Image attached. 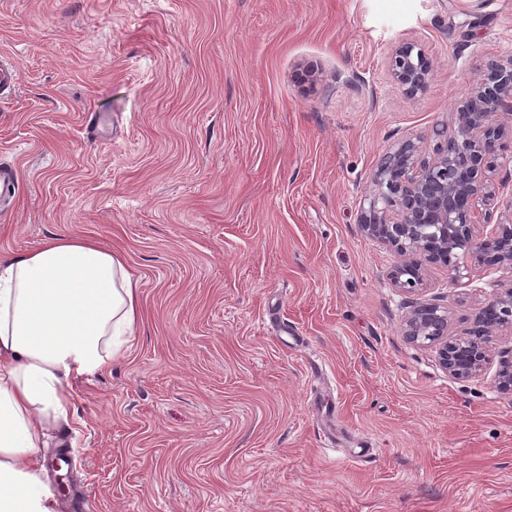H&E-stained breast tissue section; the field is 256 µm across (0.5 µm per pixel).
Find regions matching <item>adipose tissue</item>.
<instances>
[{"label":"adipose tissue","mask_w":512,"mask_h":512,"mask_svg":"<svg viewBox=\"0 0 512 512\" xmlns=\"http://www.w3.org/2000/svg\"><path fill=\"white\" fill-rule=\"evenodd\" d=\"M139 306L125 256L95 240L0 255V512H58L42 450L73 421L74 381L122 356Z\"/></svg>","instance_id":"adipose-tissue-1"}]
</instances>
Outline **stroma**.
Returning a JSON list of instances; mask_svg holds the SVG:
<instances>
[{"instance_id": "35a3bbf8", "label": "stroma", "mask_w": 512, "mask_h": 512, "mask_svg": "<svg viewBox=\"0 0 512 512\" xmlns=\"http://www.w3.org/2000/svg\"><path fill=\"white\" fill-rule=\"evenodd\" d=\"M0 56V253L90 236L141 298L124 357L75 383L61 512H512V391L405 340L358 224L383 156H433L512 62V0H0ZM510 283L436 265L423 295L460 334ZM392 71L398 84L410 94L423 92L428 86V59L422 50L412 43H403L395 49Z\"/></svg>"}]
</instances>
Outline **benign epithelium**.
<instances>
[{"label":"benign epithelium","instance_id":"obj_1","mask_svg":"<svg viewBox=\"0 0 512 512\" xmlns=\"http://www.w3.org/2000/svg\"><path fill=\"white\" fill-rule=\"evenodd\" d=\"M392 71L410 94L428 86V59L412 43L395 49ZM500 114L512 116V68L491 60L458 107L455 130L433 157H425L420 144L409 139L376 169V193L359 226L396 254L387 278L401 293L417 295L431 265L448 268L452 284L471 266L512 267V224L500 220L490 232L481 230L492 217L483 209L495 197L486 173L507 130L496 120ZM448 320V308L416 300L402 333L411 344L437 347L438 363L448 375L480 376L490 361L492 338L512 335V285L474 313L466 333L448 337ZM496 381L512 389V354L500 360Z\"/></svg>","mask_w":512,"mask_h":512}]
</instances>
